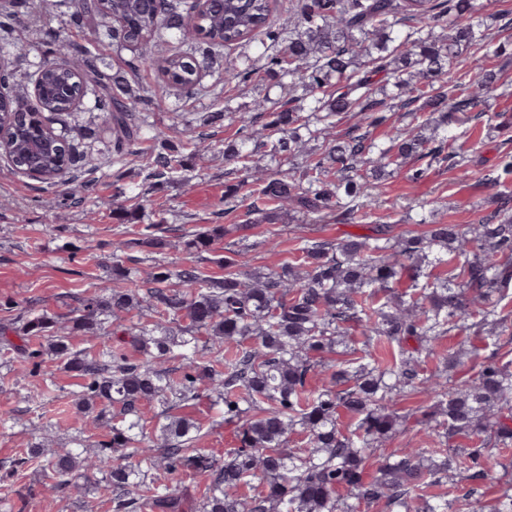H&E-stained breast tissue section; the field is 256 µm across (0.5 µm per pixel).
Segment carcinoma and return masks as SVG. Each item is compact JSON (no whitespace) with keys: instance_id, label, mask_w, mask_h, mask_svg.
<instances>
[{"instance_id":"carcinoma-1","label":"carcinoma","mask_w":512,"mask_h":512,"mask_svg":"<svg viewBox=\"0 0 512 512\" xmlns=\"http://www.w3.org/2000/svg\"><path fill=\"white\" fill-rule=\"evenodd\" d=\"M183 3L166 0L154 16L132 0H53L57 10L86 22L94 40L85 46L53 29L41 31L42 100L60 106L93 91L121 156L141 138L145 119L98 45L141 37L134 69H146L155 65L152 35L179 31L188 50L167 56L163 73L188 92L202 64L248 36L263 46L284 45L224 66L226 84L268 80L283 92L272 109L260 103L255 112L240 113L244 138L224 149V159L236 164L228 171L236 180L225 183L224 201L234 203L242 187H251L246 216L254 223H273V208L289 205L307 224L336 215L365 217L388 166L408 158L455 161V127L475 119L496 90L490 71L466 84L449 82L471 47L488 45L471 22L473 0H452L448 7L427 0L403 34L398 15L408 11L406 0H306L285 28L268 23V0H212L197 16ZM445 22L448 34L436 33ZM0 43L18 55L27 51L7 22L0 23ZM379 73L397 89L388 99L374 89ZM0 90L21 110L18 129H31L28 102L15 93L13 73L0 80ZM396 111L427 116L395 130L388 143L377 141L373 130ZM320 138L324 151L306 153L307 142ZM62 141L55 158L71 182L65 200L84 199L89 184L72 175L84 155L74 141ZM267 156L298 166L269 175L255 161ZM184 167L183 156L158 137L143 182L152 188ZM142 218L147 223L137 245L154 247L153 230L164 220ZM223 232L221 226L195 231L182 236V244L191 253H208ZM299 252L300 268L287 264L244 279L235 272L215 279L194 266L175 272L158 266L143 292L123 287L128 267L117 259L112 285L83 298L67 325L38 314L0 326V349L21 355L29 375L41 374L43 356L50 354L82 378L79 409L96 411L93 423L106 431L91 453L80 438L47 456L35 444L0 474V484L43 455L51 479L47 494L57 499L76 486L81 472L94 471L110 494L112 512H182L173 481L186 471L211 477L196 512H356L381 502L391 512H452V500L427 493L448 471L458 469L469 480L497 467L508 470L492 449L512 447V372L488 356L454 381L451 372L463 366L460 351L448 353L444 368L424 369L436 343L453 331L466 343L512 337V324L493 305L512 287L508 210L479 224H432L422 235L393 236L390 225L379 224L370 235L339 241L303 238ZM455 259L462 261L458 276L431 279L434 268ZM404 277L408 285L401 290ZM133 310L152 313L153 321L126 324ZM184 319L188 324L178 331L170 328ZM358 327L363 356L323 375L327 356ZM78 332L100 333L99 348L73 349L70 337ZM375 337L396 345L398 360L386 367L369 362ZM171 359L180 362L177 374L166 366ZM414 392L427 394L430 404L401 411L400 402ZM204 400L224 405V424L233 427L234 447L222 464L190 447L200 427L181 410ZM145 405L158 406L157 417L165 420L157 435L141 417ZM343 417L352 421L346 429ZM296 426L305 447L290 451L288 434ZM416 428L439 447L399 448L368 473L377 443ZM460 438L475 447H457ZM254 479L263 490L241 495L240 487ZM463 500L466 512H512V482L492 504L473 489Z\"/></svg>"}]
</instances>
